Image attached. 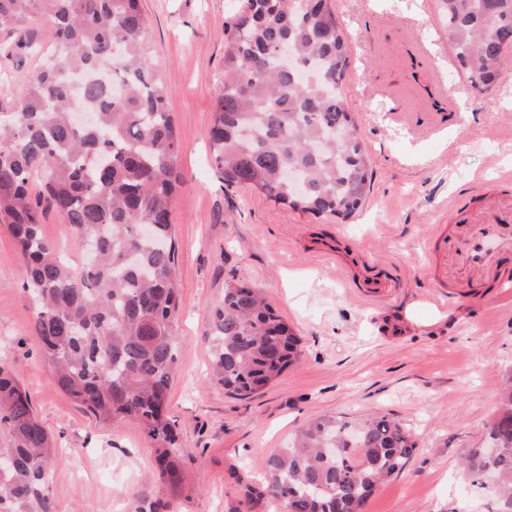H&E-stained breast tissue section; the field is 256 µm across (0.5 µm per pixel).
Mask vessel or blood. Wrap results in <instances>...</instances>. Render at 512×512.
<instances>
[{
  "mask_svg": "<svg viewBox=\"0 0 512 512\" xmlns=\"http://www.w3.org/2000/svg\"><path fill=\"white\" fill-rule=\"evenodd\" d=\"M446 245L458 267L457 283L463 291L490 280L496 287L506 286V279L497 276L496 266L499 255L512 250V226L489 218L478 225L476 232L452 236Z\"/></svg>",
  "mask_w": 512,
  "mask_h": 512,
  "instance_id": "b4317fda",
  "label": "vessel or blood"
}]
</instances>
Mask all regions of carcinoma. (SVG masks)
<instances>
[{
	"label": "carcinoma",
	"mask_w": 512,
	"mask_h": 512,
	"mask_svg": "<svg viewBox=\"0 0 512 512\" xmlns=\"http://www.w3.org/2000/svg\"><path fill=\"white\" fill-rule=\"evenodd\" d=\"M141 0H0V31L41 14L53 42L40 71L0 113V221L9 224L36 304L33 333L56 386L102 421L129 419L154 440L173 492L184 478L166 411L178 362V247L170 199L180 143L147 36ZM448 43L471 82L490 90L512 53V0H444ZM294 52L283 67L277 47ZM350 46L329 0H246L224 30V84L209 131L221 179L315 217L354 214L369 159L343 95ZM94 121L73 122L81 107ZM38 191L31 195V178ZM54 212L78 253L42 234ZM211 382L259 395L300 361L299 338L262 291L237 283L210 312ZM0 512H54V445L27 391L0 361ZM464 471L487 476L512 507V376ZM416 450L401 423L369 413L317 420L263 462L282 512H361Z\"/></svg>",
	"instance_id": "obj_1"
}]
</instances>
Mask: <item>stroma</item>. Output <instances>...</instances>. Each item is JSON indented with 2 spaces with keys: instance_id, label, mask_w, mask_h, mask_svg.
Instances as JSON below:
<instances>
[{
  "instance_id": "35a3bbf8",
  "label": "stroma",
  "mask_w": 512,
  "mask_h": 512,
  "mask_svg": "<svg viewBox=\"0 0 512 512\" xmlns=\"http://www.w3.org/2000/svg\"><path fill=\"white\" fill-rule=\"evenodd\" d=\"M242 4L142 0L180 142L182 184L172 199L180 350L167 411L177 422L182 493L170 491L138 423L98 421L54 386L33 335L22 260L0 224V358L53 436L56 512H279L271 499H247V488L264 487L265 458L315 420L361 411L389 414L417 443L363 512H508L460 463L482 445L512 372V291L456 295L437 238L487 212L512 225V61L492 89H477L453 63L443 0H331L351 46L344 94L373 178L361 210L324 220L225 186L216 169L207 134L224 82L223 30ZM51 39L36 15L24 48L1 31L12 54L0 55V68L29 80L42 63L36 47ZM463 194L467 207L454 210ZM338 236L344 258L314 250ZM377 265L395 281L383 296L359 285ZM239 282L264 292L302 351L250 399L211 383L205 337L211 309Z\"/></svg>"
}]
</instances>
